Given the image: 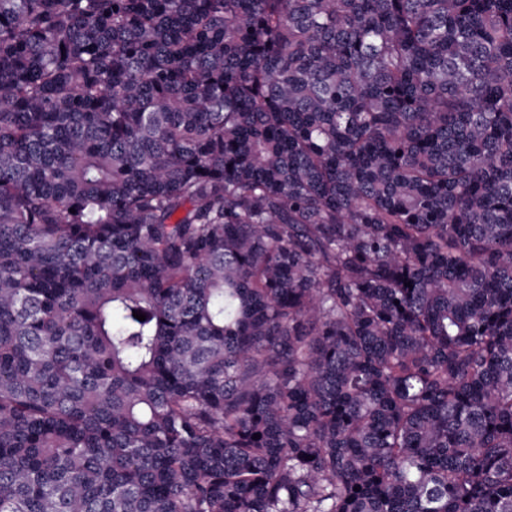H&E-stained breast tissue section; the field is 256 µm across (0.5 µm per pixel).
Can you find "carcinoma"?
Instances as JSON below:
<instances>
[{
    "mask_svg": "<svg viewBox=\"0 0 512 512\" xmlns=\"http://www.w3.org/2000/svg\"><path fill=\"white\" fill-rule=\"evenodd\" d=\"M0 512H512V0H0Z\"/></svg>",
    "mask_w": 512,
    "mask_h": 512,
    "instance_id": "cac0c4a2",
    "label": "carcinoma"
}]
</instances>
